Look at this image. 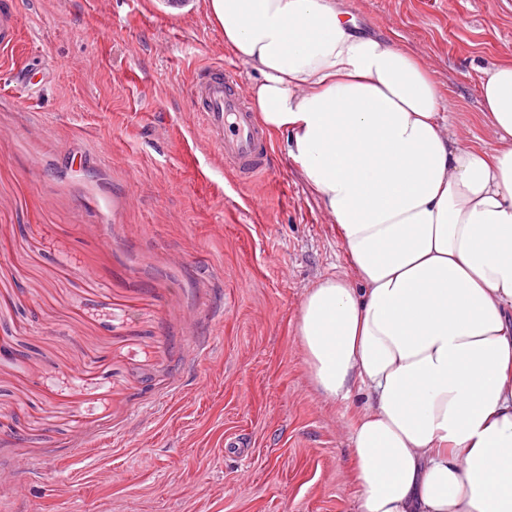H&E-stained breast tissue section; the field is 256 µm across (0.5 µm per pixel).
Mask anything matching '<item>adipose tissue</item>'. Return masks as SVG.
<instances>
[{
	"mask_svg": "<svg viewBox=\"0 0 512 512\" xmlns=\"http://www.w3.org/2000/svg\"><path fill=\"white\" fill-rule=\"evenodd\" d=\"M205 2L354 269L296 334L323 395L367 397L358 512H512V64L482 72L474 148L417 55L336 0Z\"/></svg>",
	"mask_w": 512,
	"mask_h": 512,
	"instance_id": "obj_1",
	"label": "adipose tissue"
}]
</instances>
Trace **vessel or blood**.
<instances>
[{
	"mask_svg": "<svg viewBox=\"0 0 512 512\" xmlns=\"http://www.w3.org/2000/svg\"><path fill=\"white\" fill-rule=\"evenodd\" d=\"M198 119L236 176L265 174L270 138L257 122L236 76L221 65L200 70L191 86Z\"/></svg>",
	"mask_w": 512,
	"mask_h": 512,
	"instance_id": "obj_1",
	"label": "vessel or blood"
}]
</instances>
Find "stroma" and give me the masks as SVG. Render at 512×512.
<instances>
[{"instance_id": "stroma-1", "label": "stroma", "mask_w": 512, "mask_h": 512, "mask_svg": "<svg viewBox=\"0 0 512 512\" xmlns=\"http://www.w3.org/2000/svg\"><path fill=\"white\" fill-rule=\"evenodd\" d=\"M343 3L491 146L478 69L512 62V0ZM0 4V512H357L366 396L326 399L295 335L354 271L284 136L243 184L199 124L196 70L252 80L205 0Z\"/></svg>"}]
</instances>
